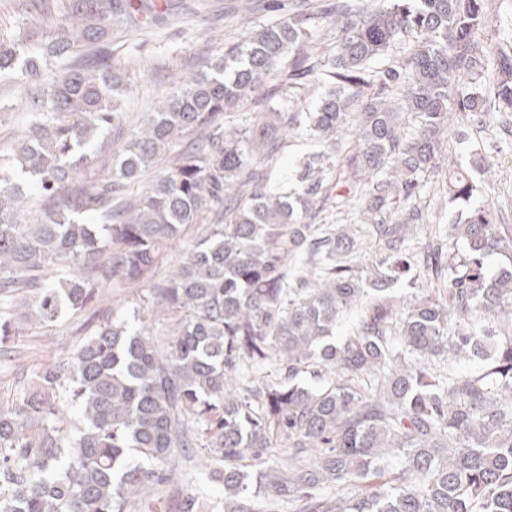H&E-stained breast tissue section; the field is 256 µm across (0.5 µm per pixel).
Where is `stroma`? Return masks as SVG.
Wrapping results in <instances>:
<instances>
[{
    "label": "stroma",
    "instance_id": "stroma-1",
    "mask_svg": "<svg viewBox=\"0 0 512 512\" xmlns=\"http://www.w3.org/2000/svg\"><path fill=\"white\" fill-rule=\"evenodd\" d=\"M305 0H182L176 14L166 16L148 29L123 27L113 31L107 50L128 72L129 84L121 102L127 126L154 108L170 91L177 78L197 72L202 63L237 41L243 29H260L294 12ZM31 16L23 0H0V36L37 46L31 37ZM338 32L330 18L318 19L311 30L318 76L298 81L290 91L264 92L259 103H248L228 113L225 125L239 130L251 126L265 112L296 114L309 112L330 87V60L336 51ZM24 89L17 77H0V139L22 128ZM491 150L497 162L490 170L476 174L477 201L495 211L504 224H512V137L494 129L474 125L467 150L449 140L443 168H466L484 150ZM90 331L82 317L67 316L51 327L21 322L15 342L20 360L0 359V400L16 392L25 365L47 363L61 351H72Z\"/></svg>",
    "mask_w": 512,
    "mask_h": 512
}]
</instances>
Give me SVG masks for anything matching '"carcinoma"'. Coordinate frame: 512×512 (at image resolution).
Instances as JSON below:
<instances>
[{"mask_svg":"<svg viewBox=\"0 0 512 512\" xmlns=\"http://www.w3.org/2000/svg\"><path fill=\"white\" fill-rule=\"evenodd\" d=\"M31 6L39 22L63 11L65 27L26 56L0 39V77L30 89L24 130L0 146V343L21 317L94 316L107 286L136 289L142 316L112 310L0 403V512H156L200 454L222 512H512V224L472 203L458 168L451 223L421 240L415 205L449 115L465 119L462 144L469 124L512 113V41L484 82L486 0H333V85L315 110L228 131L226 113L286 56L288 85L314 72L324 10L249 31L162 96L105 178L98 153L125 121L127 83L99 43L170 4ZM408 36L412 55L365 94L370 66ZM53 59L70 65L51 80ZM461 75L466 91L454 90ZM407 112L417 129L401 127ZM350 124L357 148L333 179ZM282 126L317 143L287 192L269 187ZM147 174L143 197L118 205ZM337 186L374 223H309ZM395 202L405 208L390 223ZM193 224L204 228L183 260L156 278ZM157 311L159 334L147 324ZM176 512L215 505L188 487Z\"/></svg>","mask_w":512,"mask_h":512,"instance_id":"1","label":"carcinoma"}]
</instances>
